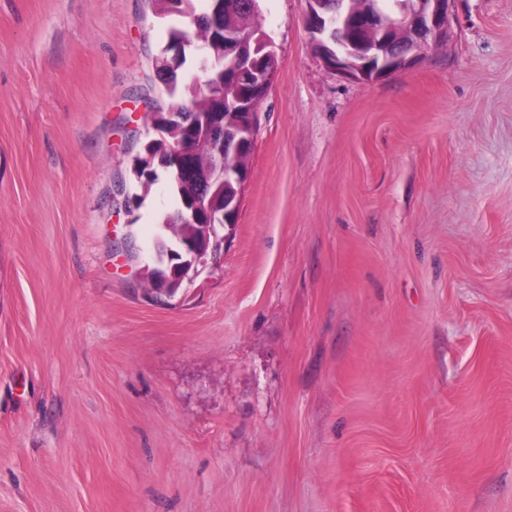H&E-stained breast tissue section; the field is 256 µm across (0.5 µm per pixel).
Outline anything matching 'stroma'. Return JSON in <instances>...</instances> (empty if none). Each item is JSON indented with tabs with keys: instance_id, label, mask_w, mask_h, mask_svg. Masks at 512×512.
I'll list each match as a JSON object with an SVG mask.
<instances>
[{
	"instance_id": "35a3bbf8",
	"label": "stroma",
	"mask_w": 512,
	"mask_h": 512,
	"mask_svg": "<svg viewBox=\"0 0 512 512\" xmlns=\"http://www.w3.org/2000/svg\"><path fill=\"white\" fill-rule=\"evenodd\" d=\"M260 7L237 222L169 297L165 23L0 0V512H512V0L374 83ZM256 50L262 52V58L265 61V68L257 71V76L252 79L264 87L272 86L277 76L278 61L274 50L273 42L270 37L264 36L260 40H254Z\"/></svg>"
}]
</instances>
